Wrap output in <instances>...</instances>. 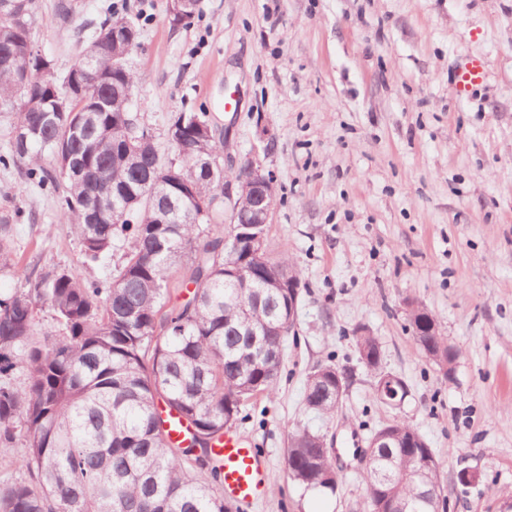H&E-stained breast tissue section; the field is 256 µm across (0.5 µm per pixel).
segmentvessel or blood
<instances>
[{
	"label": "vessel or blood",
	"instance_id": "1",
	"mask_svg": "<svg viewBox=\"0 0 512 512\" xmlns=\"http://www.w3.org/2000/svg\"><path fill=\"white\" fill-rule=\"evenodd\" d=\"M489 78L486 59L466 56L455 68L451 86L456 97L465 98L484 86ZM223 460V488L247 512L260 497L265 485L263 454L255 445L242 441L234 432H225L214 446Z\"/></svg>",
	"mask_w": 512,
	"mask_h": 512
}]
</instances>
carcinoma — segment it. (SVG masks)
<instances>
[{
    "label": "carcinoma",
    "instance_id": "1",
    "mask_svg": "<svg viewBox=\"0 0 512 512\" xmlns=\"http://www.w3.org/2000/svg\"><path fill=\"white\" fill-rule=\"evenodd\" d=\"M23 21L0 13V102L29 75L26 96L0 106L13 130L32 128L27 141L12 136L4 163L25 181L59 193L64 223L84 259L98 262L121 235L128 248L117 275L87 281L67 270L39 268L14 253L10 210L0 211V273L25 280L27 287L0 296V458L15 477L0 482V512H230L224 498L223 464L212 454L214 440L238 417L241 402L274 392L282 368L281 317L288 311V289L259 279L239 287L224 275L237 262L224 252L223 224L216 204L201 219L192 203L176 192L104 201L109 217L88 219L87 202L100 194L98 182L71 171V161L123 188L163 176L154 142L141 143V162L128 166L124 154L130 128L113 122L126 109L115 87L100 85L88 107L104 100L105 112L90 119L52 111V91L67 77L41 75L34 44L36 0H16ZM104 24L121 31L140 28L126 7ZM129 40L118 34L106 50L84 49L91 69L108 73L112 57L129 54ZM185 118L183 141L171 144L175 172L194 175L198 196L224 193V179L210 176L205 162L224 155L204 112ZM190 255L184 279L194 295L165 308L174 260ZM51 321L39 326L38 311ZM420 349L442 348L443 376L453 371L444 336H417ZM359 358L370 369L380 359L375 337H355ZM334 382L307 386L306 404L331 418ZM192 430L183 447L171 438L173 418ZM322 436L306 430L290 436L287 464L291 478L307 489H334L325 477L335 459L321 448ZM25 452L12 457L14 448ZM202 454H195V449ZM366 467L371 512L402 503L407 512H433L444 494L441 467L430 448H372Z\"/></svg>",
    "mask_w": 512,
    "mask_h": 512
}]
</instances>
